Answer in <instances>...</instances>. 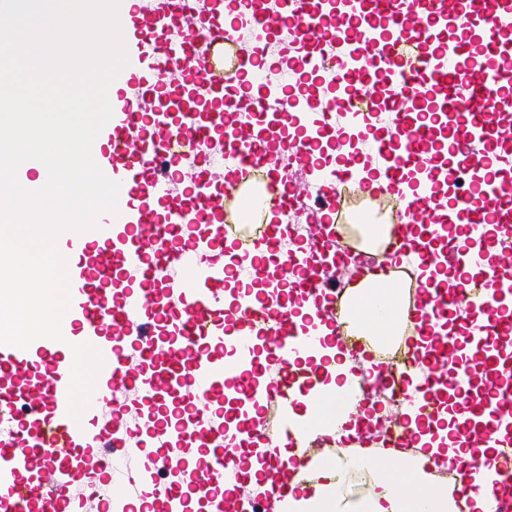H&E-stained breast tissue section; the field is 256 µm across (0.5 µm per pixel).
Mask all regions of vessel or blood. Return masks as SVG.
<instances>
[{"mask_svg": "<svg viewBox=\"0 0 512 512\" xmlns=\"http://www.w3.org/2000/svg\"><path fill=\"white\" fill-rule=\"evenodd\" d=\"M120 0L128 64L108 90L112 116L91 153L120 185L118 214L92 235L62 231L71 303L63 341L0 345V512H250L224 499L244 476L224 457L241 436L260 465L279 464L263 512H284L292 482L312 481L315 444L296 417L323 369L299 352L340 345L405 353L411 372L380 368L423 395L469 411L489 462L512 469V207L496 208L512 150L495 117L512 110V0ZM470 19L451 32L456 15ZM494 17L499 33L484 38ZM284 37L277 60L270 41ZM355 104L373 127L350 162L381 168L375 209L393 199L414 237L391 232L379 251L394 299L387 330L321 271L288 261V200L321 199L328 224L348 210L336 189L334 127L305 122L312 101ZM236 156L218 167L215 152ZM307 174L296 183L293 168ZM47 169L22 163L18 183ZM472 224L432 218L433 189ZM250 262L258 286L236 275ZM103 358L91 403L68 413L72 345Z\"/></svg>", "mask_w": 512, "mask_h": 512, "instance_id": "vessel-or-blood-1", "label": "vessel or blood"}]
</instances>
